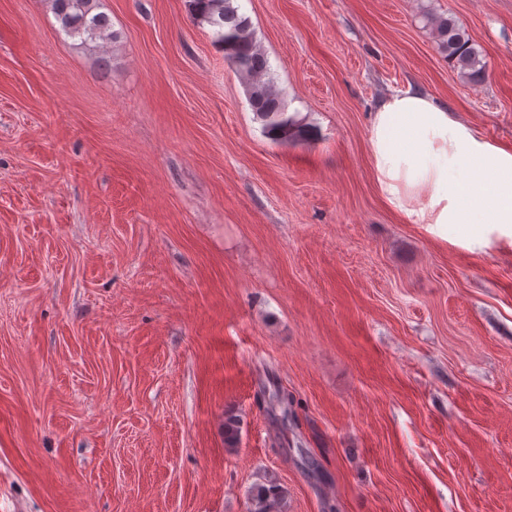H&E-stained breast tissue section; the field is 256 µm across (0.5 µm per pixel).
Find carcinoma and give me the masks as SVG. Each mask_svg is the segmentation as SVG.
Wrapping results in <instances>:
<instances>
[{
  "label": "carcinoma",
  "mask_w": 512,
  "mask_h": 512,
  "mask_svg": "<svg viewBox=\"0 0 512 512\" xmlns=\"http://www.w3.org/2000/svg\"><path fill=\"white\" fill-rule=\"evenodd\" d=\"M61 31L80 45L96 47L114 37L110 19L102 11V0H50ZM194 20L213 30V43L224 52V60L250 79L247 95L264 131L276 141H297L308 136V128L286 115L284 100L273 79L269 62L256 45L247 18L241 16L233 0H190ZM437 44L448 62L470 82L485 77V64L463 27L452 17H430ZM240 420L233 414L224 418V442L236 444ZM284 495L280 486L268 482L251 493L249 512H281Z\"/></svg>",
  "instance_id": "carcinoma-1"
}]
</instances>
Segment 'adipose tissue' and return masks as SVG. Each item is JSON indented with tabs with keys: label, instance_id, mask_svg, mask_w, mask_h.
Instances as JSON below:
<instances>
[{
	"label": "adipose tissue",
	"instance_id": "ef3b65f1",
	"mask_svg": "<svg viewBox=\"0 0 512 512\" xmlns=\"http://www.w3.org/2000/svg\"><path fill=\"white\" fill-rule=\"evenodd\" d=\"M379 187L402 208L398 187L427 188L421 217L430 224H512V153L476 140L431 95L412 89L377 106L370 139ZM407 160V168L394 159ZM462 170L455 178L453 170Z\"/></svg>",
	"mask_w": 512,
	"mask_h": 512
}]
</instances>
